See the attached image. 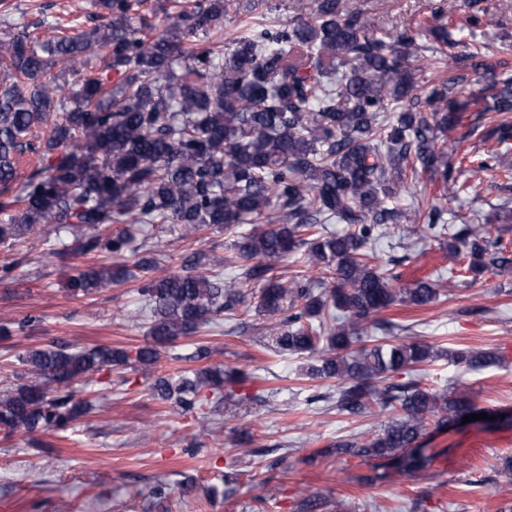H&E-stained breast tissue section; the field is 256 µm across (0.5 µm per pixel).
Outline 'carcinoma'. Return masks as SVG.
Returning <instances> with one entry per match:
<instances>
[{
  "label": "carcinoma",
  "instance_id": "obj_1",
  "mask_svg": "<svg viewBox=\"0 0 512 512\" xmlns=\"http://www.w3.org/2000/svg\"><path fill=\"white\" fill-rule=\"evenodd\" d=\"M143 0H88L100 23L40 40L26 32L0 39V242L16 241L40 224L71 235L76 256L108 254L132 265L73 268L75 294L143 279L151 342L135 350L57 341L22 357L31 381L0 395V435L60 431L92 410L74 385L96 382L114 366H149L160 348L246 304L240 285L259 288L255 310L268 317L266 347L308 354L306 374L336 380V409L357 415L378 407L393 419L367 441H336V453L384 459L399 472L431 466L422 451L429 421L446 427L481 409L463 393L392 382L434 357L479 371L500 362L483 350H436L421 342L367 346L364 333L395 328L382 312L396 303L427 306L439 297L430 280L397 288L396 269L408 251L380 266L366 246L404 224L448 234L433 203L394 205L407 168L439 175L446 190L468 185L443 160L448 127L460 122L455 88L467 74L488 79L487 109L512 113L508 63L490 61L452 38L448 15L433 8L426 32L448 48L456 74L424 87L422 33L404 29L378 37L372 17L350 0H316L312 21L263 28L224 42V17L236 0H196L150 39L155 29ZM118 76L93 73L95 62ZM59 65L72 81L59 83ZM26 155L38 160L20 195L7 196ZM480 171L502 168L499 155L477 159ZM334 221L340 233L326 231ZM180 238L214 227L234 236L229 253L203 254L184 274L156 277L158 248L131 250L130 229ZM246 224L249 230L238 231ZM452 277L476 282L486 272L512 279V242L472 224L451 234ZM302 251L333 272L330 288L302 275L282 280L273 264ZM242 373L206 367L160 377L153 391L185 411L237 393Z\"/></svg>",
  "mask_w": 512,
  "mask_h": 512
}]
</instances>
